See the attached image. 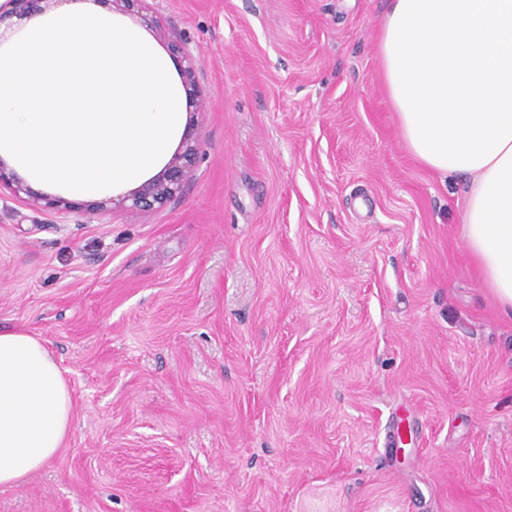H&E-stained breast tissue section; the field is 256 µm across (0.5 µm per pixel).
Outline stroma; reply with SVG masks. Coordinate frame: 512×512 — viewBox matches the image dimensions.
<instances>
[{
  "label": "stroma",
  "mask_w": 512,
  "mask_h": 512,
  "mask_svg": "<svg viewBox=\"0 0 512 512\" xmlns=\"http://www.w3.org/2000/svg\"><path fill=\"white\" fill-rule=\"evenodd\" d=\"M387 0H145L199 61L198 158L150 214L0 193V327L72 433L0 512H512V314L408 153ZM157 16L159 28L144 25Z\"/></svg>",
  "instance_id": "35a3bbf8"
}]
</instances>
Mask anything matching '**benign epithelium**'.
<instances>
[{"instance_id": "benign-epithelium-1", "label": "benign epithelium", "mask_w": 512, "mask_h": 512, "mask_svg": "<svg viewBox=\"0 0 512 512\" xmlns=\"http://www.w3.org/2000/svg\"><path fill=\"white\" fill-rule=\"evenodd\" d=\"M58 2L60 0H0V23L13 16L30 18L37 14H43ZM170 52L181 77L186 97L194 104L199 103L202 92L195 78L197 63L176 40L171 42ZM198 146L196 124L191 120L185 127L178 155L172 158L158 175L128 195L133 209L148 213L164 207L174 199L183 188L188 170L196 158ZM2 188L8 190L14 198L35 208L62 211L81 207V203L61 196L52 197L34 193L22 179L14 172L7 170L0 162V189Z\"/></svg>"}]
</instances>
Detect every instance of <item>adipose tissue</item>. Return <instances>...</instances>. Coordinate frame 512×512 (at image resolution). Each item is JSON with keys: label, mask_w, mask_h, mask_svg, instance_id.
I'll return each instance as SVG.
<instances>
[{"label": "adipose tissue", "mask_w": 512, "mask_h": 512, "mask_svg": "<svg viewBox=\"0 0 512 512\" xmlns=\"http://www.w3.org/2000/svg\"><path fill=\"white\" fill-rule=\"evenodd\" d=\"M384 80L413 157L469 182L462 233L512 313V0H390ZM71 391L45 342L0 328V486L16 487L69 437Z\"/></svg>", "instance_id": "ef3b65f1"}]
</instances>
